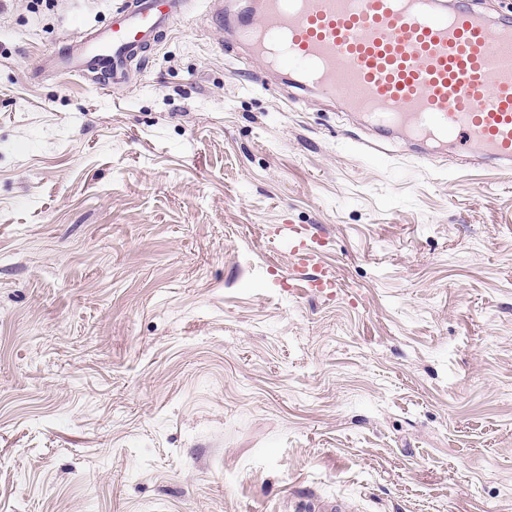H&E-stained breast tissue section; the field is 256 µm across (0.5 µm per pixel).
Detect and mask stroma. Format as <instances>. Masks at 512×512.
<instances>
[{"label": "stroma", "mask_w": 512, "mask_h": 512, "mask_svg": "<svg viewBox=\"0 0 512 512\" xmlns=\"http://www.w3.org/2000/svg\"><path fill=\"white\" fill-rule=\"evenodd\" d=\"M116 2L0 0V512H512V176L367 150L201 14L130 89L32 76ZM319 240L308 236L298 229L290 232L288 237V253L293 270L304 283L302 288L308 292L324 293L327 289L340 288V284L332 270L323 266L319 261Z\"/></svg>", "instance_id": "35a3bbf8"}]
</instances>
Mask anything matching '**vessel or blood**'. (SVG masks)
<instances>
[{
    "mask_svg": "<svg viewBox=\"0 0 512 512\" xmlns=\"http://www.w3.org/2000/svg\"><path fill=\"white\" fill-rule=\"evenodd\" d=\"M195 0H120L107 24L49 45L35 77L66 75L97 88L131 86V72L189 20ZM214 28L230 32L287 76L294 102L313 92L358 113L379 137L403 132L428 153L479 150L512 172V16L489 20L467 0H258L229 13L204 0ZM292 268L310 292L337 288L320 241L290 232Z\"/></svg>",
    "mask_w": 512,
    "mask_h": 512,
    "instance_id": "vessel-or-blood-1",
    "label": "vessel or blood"
}]
</instances>
